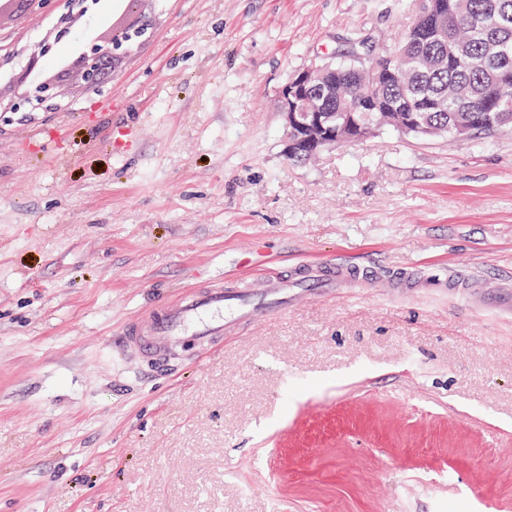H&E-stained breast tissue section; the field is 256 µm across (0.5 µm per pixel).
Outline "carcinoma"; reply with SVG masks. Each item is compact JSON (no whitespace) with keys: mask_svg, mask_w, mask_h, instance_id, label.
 <instances>
[{"mask_svg":"<svg viewBox=\"0 0 512 512\" xmlns=\"http://www.w3.org/2000/svg\"><path fill=\"white\" fill-rule=\"evenodd\" d=\"M499 40L504 53L495 61L485 56V43ZM465 43L470 55L464 60L448 59L442 70H430L415 63L395 78L385 76L376 53L366 63L376 68L373 77L363 73L357 55L330 63L336 72L326 87L336 121L349 107H362L370 131L397 128L402 111H418L428 125L446 131L475 114L473 134L493 130L497 121L512 119L509 104L485 109L482 95L502 70L512 73V0H420L416 3L410 29L395 48L415 58H425L448 50L452 42Z\"/></svg>","mask_w":512,"mask_h":512,"instance_id":"obj_1","label":"carcinoma"}]
</instances>
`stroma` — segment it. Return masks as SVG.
I'll return each mask as SVG.
<instances>
[{"label":"stroma","instance_id":"1","mask_svg":"<svg viewBox=\"0 0 512 512\" xmlns=\"http://www.w3.org/2000/svg\"><path fill=\"white\" fill-rule=\"evenodd\" d=\"M65 13L0 21V512H512V132L287 156L281 89L392 44L401 0L101 2L147 37L21 100ZM337 260L421 286L305 293L158 381L112 349L155 301Z\"/></svg>","mask_w":512,"mask_h":512}]
</instances>
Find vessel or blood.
Listing matches in <instances>:
<instances>
[{
    "label": "vessel or blood",
    "instance_id": "vessel-or-blood-1",
    "mask_svg": "<svg viewBox=\"0 0 512 512\" xmlns=\"http://www.w3.org/2000/svg\"><path fill=\"white\" fill-rule=\"evenodd\" d=\"M359 278L360 270L353 266L305 264L291 274L273 273L260 296L254 295L250 281L215 280L185 292L177 302L155 305L146 317L124 323L118 341L126 353L140 358L144 370L164 372L176 365L177 355L211 349L241 323L287 312L290 293L325 295Z\"/></svg>",
    "mask_w": 512,
    "mask_h": 512
}]
</instances>
